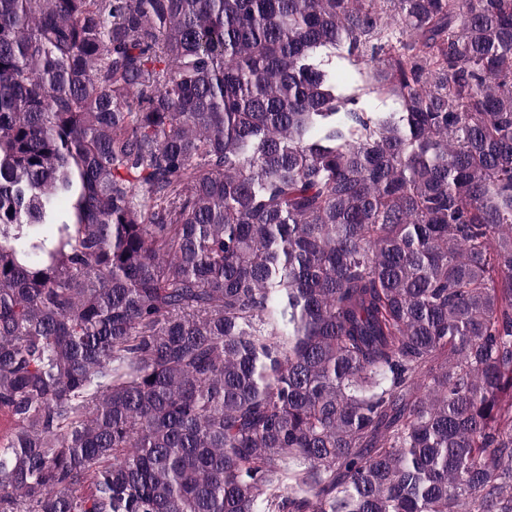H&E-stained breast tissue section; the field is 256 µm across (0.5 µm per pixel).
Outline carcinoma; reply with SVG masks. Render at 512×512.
Wrapping results in <instances>:
<instances>
[{
    "instance_id": "cac0c4a2",
    "label": "carcinoma",
    "mask_w": 512,
    "mask_h": 512,
    "mask_svg": "<svg viewBox=\"0 0 512 512\" xmlns=\"http://www.w3.org/2000/svg\"><path fill=\"white\" fill-rule=\"evenodd\" d=\"M0 411V512H512V0H0ZM345 56V58L343 57ZM322 64L333 72L336 85L345 95H356L365 104L369 112H400L398 100L386 94L368 93V88L375 84L373 64L364 59L348 58L346 51L336 50V57L319 58Z\"/></svg>"
}]
</instances>
